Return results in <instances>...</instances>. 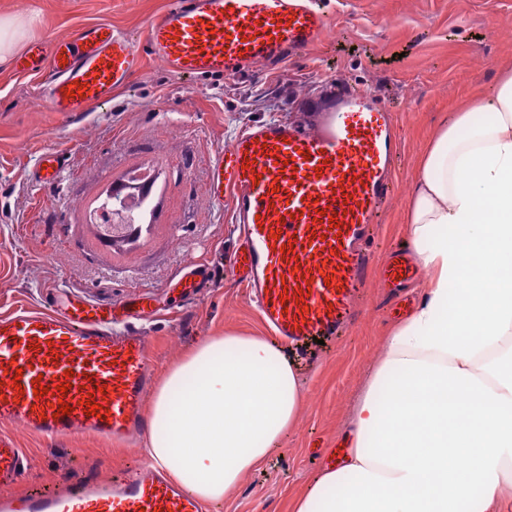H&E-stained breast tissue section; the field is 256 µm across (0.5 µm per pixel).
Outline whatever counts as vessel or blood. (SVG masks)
Masks as SVG:
<instances>
[{"instance_id":"b4317fda","label":"vessel or blood","mask_w":512,"mask_h":512,"mask_svg":"<svg viewBox=\"0 0 512 512\" xmlns=\"http://www.w3.org/2000/svg\"><path fill=\"white\" fill-rule=\"evenodd\" d=\"M328 27L310 0H168L148 28L151 54L177 76L236 77L256 63L281 65ZM26 67L43 69L51 111L78 115L110 99L139 66L131 38L107 24L34 43ZM334 109L310 131L263 122L234 136L210 162L211 195L230 200L239 226L232 269L262 320L293 351L335 336L352 319L373 263L369 243L395 191L398 139L389 106L364 89L337 87ZM62 151L42 154L38 178L54 183ZM408 257L384 264L383 280L411 279ZM142 299L121 314L59 294L48 311L0 317V512H202L200 502L156 465L101 479L87 471L60 486L16 494L27 458L11 434L49 441L89 436L126 442L146 427L143 399L153 364L141 337L123 328L145 318ZM45 394H36V386ZM97 402V415L86 400ZM70 406L67 415L53 405Z\"/></svg>"}]
</instances>
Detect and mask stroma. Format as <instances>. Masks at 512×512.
Returning a JSON list of instances; mask_svg holds the SVG:
<instances>
[{
    "label": "stroma",
    "instance_id": "35a3bbf8",
    "mask_svg": "<svg viewBox=\"0 0 512 512\" xmlns=\"http://www.w3.org/2000/svg\"><path fill=\"white\" fill-rule=\"evenodd\" d=\"M329 19L321 37L283 71L256 65L234 78L190 79L151 56L147 28L167 0H0V12L31 19L37 40L75 35L93 23L128 34L141 67L111 100L64 118L39 100L41 74L0 69V316L42 309L55 288L120 309L139 295L158 308L139 324L156 374L197 342L228 332L268 336L255 304L230 271L235 247L230 204L210 198L216 149L249 125L293 122L314 128L332 86L346 82L395 108L400 145L396 190L372 242L374 264L409 253L404 211L415 163L450 109L484 114L471 97L512 57V0H316ZM501 30L491 36L490 26ZM56 146L66 165L53 187L35 170ZM142 170L153 172L154 217L125 242L105 240L90 214L98 200ZM208 269L213 285L186 299L177 281ZM418 300L416 282L371 276L359 312L340 336L293 355L303 389L296 427L277 453L205 512H292V504L344 445L354 407L385 351L389 329ZM29 470L23 489L46 488L91 470L102 478L144 462V437L118 445L90 437L58 444L14 430Z\"/></svg>",
    "mask_w": 512,
    "mask_h": 512
}]
</instances>
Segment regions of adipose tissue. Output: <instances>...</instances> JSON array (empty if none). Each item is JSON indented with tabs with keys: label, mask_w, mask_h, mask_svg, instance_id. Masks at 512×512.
Wrapping results in <instances>:
<instances>
[{
	"label": "adipose tissue",
	"mask_w": 512,
	"mask_h": 512,
	"mask_svg": "<svg viewBox=\"0 0 512 512\" xmlns=\"http://www.w3.org/2000/svg\"><path fill=\"white\" fill-rule=\"evenodd\" d=\"M32 38L0 13V67ZM456 109L421 155L405 222L425 270L392 328L348 432L341 466L292 512H512V64ZM291 361L260 336L209 337L162 375L146 452L199 501L223 502L294 429Z\"/></svg>",
	"instance_id": "ef3b65f1"
}]
</instances>
